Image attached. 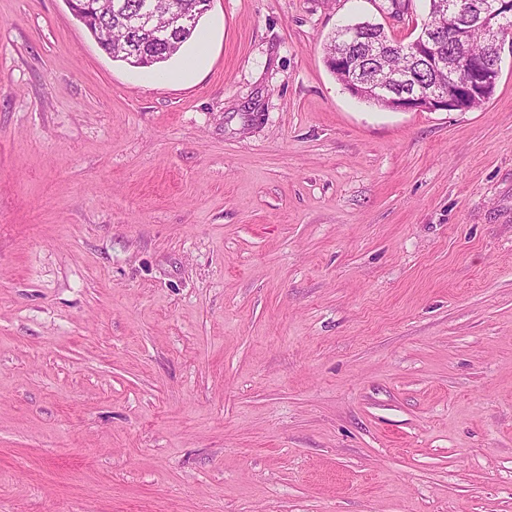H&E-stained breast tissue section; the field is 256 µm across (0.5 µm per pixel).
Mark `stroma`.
I'll use <instances>...</instances> for the list:
<instances>
[{"label": "stroma", "mask_w": 512, "mask_h": 512, "mask_svg": "<svg viewBox=\"0 0 512 512\" xmlns=\"http://www.w3.org/2000/svg\"><path fill=\"white\" fill-rule=\"evenodd\" d=\"M405 2L134 68L0 0V512H512V48L476 110L352 96L326 39Z\"/></svg>", "instance_id": "stroma-1"}]
</instances>
